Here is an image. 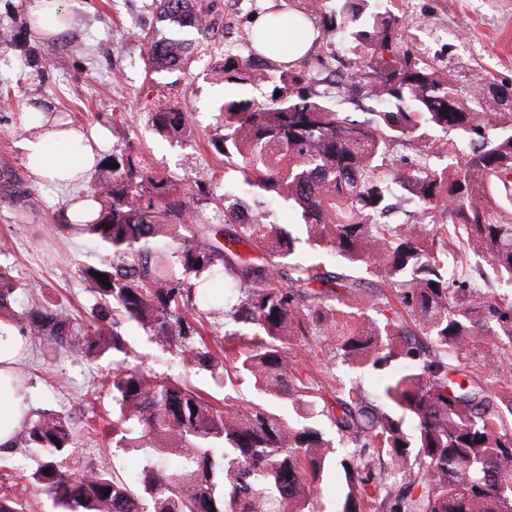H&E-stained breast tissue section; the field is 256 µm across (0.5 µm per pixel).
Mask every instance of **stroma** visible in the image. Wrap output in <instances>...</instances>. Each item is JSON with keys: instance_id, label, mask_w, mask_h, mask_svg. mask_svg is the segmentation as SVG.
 <instances>
[{"instance_id": "35a3bbf8", "label": "stroma", "mask_w": 512, "mask_h": 512, "mask_svg": "<svg viewBox=\"0 0 512 512\" xmlns=\"http://www.w3.org/2000/svg\"><path fill=\"white\" fill-rule=\"evenodd\" d=\"M197 2L211 16V27L192 32L194 51L185 64L158 71L147 47L161 27L160 0H60L76 19L54 40L31 31L32 0H0V90L12 102L0 108V168L8 167L20 188L30 190L32 212L29 223H16L11 204L0 198V266L34 277L45 302L65 304L79 319L93 316L96 308L94 293L78 274L93 244L79 231L58 232L56 225L70 219L71 206L84 190L32 175L21 148L22 138L37 130L30 112L41 109L55 123L107 135L108 144L99 153L103 159L134 146L146 150L156 167L189 180L198 170H208L210 181L205 190L195 191L193 205L206 220L221 223L224 206L218 198L227 175L206 139L220 130L225 98L270 96L279 63L265 60L260 80L243 83L217 79L214 71L225 56H250V47L234 42V35L254 28L267 12L303 11L305 0H238L231 13L227 0ZM381 5L403 19L409 49L420 51L424 63L451 73L461 95L512 83V0H382ZM353 60L343 44L319 41L305 68L313 93L338 111L358 115L372 109V100L338 90L326 79L330 71H349ZM166 107L192 115L190 137L168 139L152 130L149 112ZM125 335L127 366L175 374L211 396L223 397V371L184 365L179 355L158 349L136 325H126ZM297 356L300 372L319 384V397L330 399L336 387L353 378L367 398L375 397L376 377L332 366L329 346L303 345ZM19 364L28 380L23 399L30 412L59 411L78 432L80 466L107 464L125 472L140 468L138 451L113 452L107 430L116 364L112 354L78 359L61 348L45 353L30 346ZM37 467L35 455L22 444L0 450V494H15L20 473H33Z\"/></svg>"}]
</instances>
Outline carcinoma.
<instances>
[{"label": "carcinoma", "mask_w": 512, "mask_h": 512, "mask_svg": "<svg viewBox=\"0 0 512 512\" xmlns=\"http://www.w3.org/2000/svg\"><path fill=\"white\" fill-rule=\"evenodd\" d=\"M161 6L167 33L148 50L158 70L181 64L184 29L203 21L196 0ZM306 10L322 17V40L350 42L353 68L335 84L375 100V111H337L290 64L275 80L279 96L225 101L222 132L208 140L231 174L222 227L148 155H112L117 167L89 185L96 206L83 231L97 254L80 277L100 316L81 335L67 306L43 303L35 280L0 267V314L42 348L123 354L122 324L133 321L194 366L224 365L222 400L166 373L113 371L112 447L140 452L135 474L74 467L68 418L49 409L30 419L33 479L56 512H318L332 470L345 488L336 512H512V396L491 388L507 355L498 340L512 346V296L493 298L468 274L478 255L512 288V213L500 206L512 188V83L494 88L509 111L487 113L483 92L460 96L451 75L403 47L404 22L372 0H308ZM221 71L254 77L249 59L231 55ZM150 120L166 136L191 127L173 108ZM403 140L417 145L416 159L386 167ZM0 189L26 211L14 180ZM275 205L296 222L272 223ZM301 242L315 260H297ZM240 245L262 256L246 258ZM332 263L380 278L375 315L354 303L366 278L323 270ZM203 275L229 279L239 301L227 316L255 325L252 340L208 344L202 308L184 289ZM315 283L325 290L309 291ZM311 337L330 342L351 372L380 377L376 403L352 381L312 413L293 355ZM245 382L267 403L244 398ZM26 492L0 497V512H25Z\"/></svg>", "instance_id": "cac0c4a2"}]
</instances>
